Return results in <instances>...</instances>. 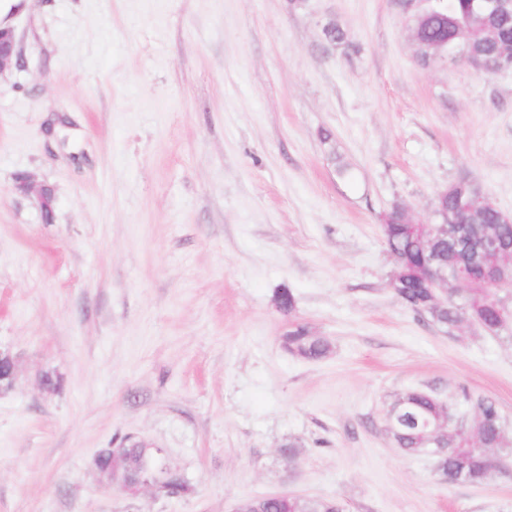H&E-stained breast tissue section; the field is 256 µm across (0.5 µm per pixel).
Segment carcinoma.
Listing matches in <instances>:
<instances>
[{
    "label": "carcinoma",
    "mask_w": 512,
    "mask_h": 512,
    "mask_svg": "<svg viewBox=\"0 0 512 512\" xmlns=\"http://www.w3.org/2000/svg\"><path fill=\"white\" fill-rule=\"evenodd\" d=\"M452 39L468 44L472 53L480 58H493L503 49H512V28L500 32L489 40L478 10L477 0H444L437 14L426 21L417 32L419 55L423 47ZM455 183L448 185V222L462 220L470 224V239L477 241L484 232H495L512 237V224L498 223L497 215L487 212L472 217L455 210ZM391 223L382 227L383 241L389 253L399 256L392 271L399 285L397 299L413 311L421 310L444 330L453 331L465 307L476 302L481 323L489 333L507 335L512 340V322L503 321L502 308L486 299V289L479 281L445 307L430 308L431 291L424 276V263L431 254L448 259L455 243L442 233L437 235L430 224H421L410 235L403 228L408 214L404 206L396 204L388 212ZM281 346L294 357L306 361H320L332 352V343L326 336L315 335L308 325L294 323L280 337ZM473 419L462 435L455 433L457 414L452 405L439 401L430 393L410 389L399 394L390 404L396 411L397 421L391 436L408 454H419L426 449L442 445L435 455L438 479L448 485L485 484L496 476L497 467L488 456V449H496L497 462L512 458V445L505 435L506 425L495 402L477 398L471 401ZM126 457L132 461H158L155 449L141 442L128 439ZM166 483L171 496L180 498L193 494L194 489L184 475L174 469L166 473ZM293 512H342L335 500L301 499L292 504Z\"/></svg>",
    "instance_id": "cac0c4a2"
}]
</instances>
